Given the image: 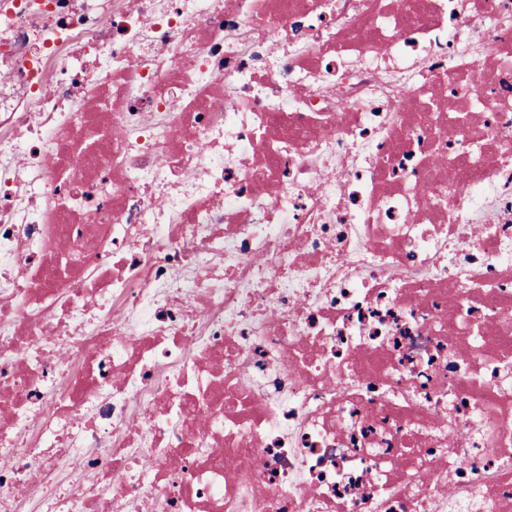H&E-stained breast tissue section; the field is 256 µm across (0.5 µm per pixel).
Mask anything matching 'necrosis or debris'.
I'll list each match as a JSON object with an SVG mask.
<instances>
[{"instance_id": "1", "label": "necrosis or debris", "mask_w": 512, "mask_h": 512, "mask_svg": "<svg viewBox=\"0 0 512 512\" xmlns=\"http://www.w3.org/2000/svg\"><path fill=\"white\" fill-rule=\"evenodd\" d=\"M0 512H512V0H0Z\"/></svg>"}]
</instances>
